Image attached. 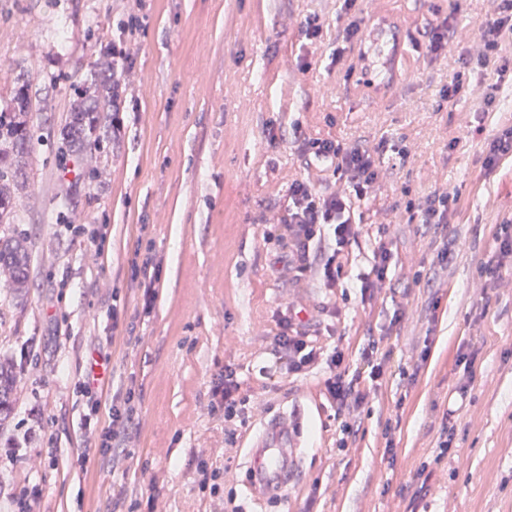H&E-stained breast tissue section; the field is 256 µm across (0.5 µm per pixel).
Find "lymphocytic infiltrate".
<instances>
[{
	"mask_svg": "<svg viewBox=\"0 0 512 512\" xmlns=\"http://www.w3.org/2000/svg\"><path fill=\"white\" fill-rule=\"evenodd\" d=\"M480 49L462 58L463 67L494 68L498 79L512 71V57L502 54L504 43H512V0H499L495 14L481 20ZM313 156L322 162L324 176L319 185L298 181L290 191L288 205L277 218L280 240L291 243L299 273L309 275L327 289L336 288L342 276L339 255L356 242L362 232L354 219V201L367 199L378 181L380 148L361 145L342 146L331 139L309 140ZM346 180L347 192L336 190L337 180ZM495 249L479 268L480 296L498 287V269L503 257L512 255V225H496L493 233ZM372 261L368 272L357 278L362 301H373L392 282L393 243L379 234L372 243ZM278 330L267 349L277 364L293 375L305 374L317 367L328 373L327 396L343 416V435L352 437L361 427L362 415L370 393L390 374L391 351L368 344L361 354L364 371L349 372L342 347L325 351L296 319L280 314ZM101 379L94 371H86L77 389L84 399V440L97 448L107 449L109 459L118 464L126 461V448L140 429L133 392H126L122 406L112 407L108 424L100 422ZM212 410H223L224 433H236L238 420L244 419L248 399L241 394V383L235 369L225 367L212 381Z\"/></svg>",
	"mask_w": 512,
	"mask_h": 512,
	"instance_id": "obj_1",
	"label": "lymphocytic infiltrate"
}]
</instances>
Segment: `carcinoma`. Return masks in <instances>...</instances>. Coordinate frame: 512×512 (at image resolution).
<instances>
[{"label":"carcinoma","mask_w":512,"mask_h":512,"mask_svg":"<svg viewBox=\"0 0 512 512\" xmlns=\"http://www.w3.org/2000/svg\"><path fill=\"white\" fill-rule=\"evenodd\" d=\"M87 100L75 105L62 128L59 137L62 160L79 162V154L85 145L112 138V98L118 95V85L111 78H94L88 83ZM29 101L24 92L13 99L12 110L0 115V154H12L27 148L31 143L28 128ZM10 184L4 181L0 171V223L10 214ZM30 239L25 235L0 237V277L8 288L19 293L30 285ZM16 387L14 366L0 360V422L10 409V400Z\"/></svg>","instance_id":"carcinoma-1"}]
</instances>
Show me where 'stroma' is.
<instances>
[{
  "label": "stroma",
  "mask_w": 512,
  "mask_h": 512,
  "mask_svg": "<svg viewBox=\"0 0 512 512\" xmlns=\"http://www.w3.org/2000/svg\"><path fill=\"white\" fill-rule=\"evenodd\" d=\"M458 4L358 0L361 21L392 18L409 44L380 92L355 79L367 61L359 43L338 37L348 22L341 0H0V111L26 92L34 132L16 158L26 180L0 224V234L32 237L30 287L0 286V358L17 376L0 426V512L32 486L35 512H220L230 492L242 512H512V259L488 300L475 293L494 225L512 221V157L483 165L487 143L512 125V83L500 84L489 112L466 93L443 99L461 49L476 48L479 22L496 9L495 0ZM130 12L141 26L130 38L124 130L85 155L95 180L69 188L57 132ZM449 14L454 40L428 54L421 31ZM313 15L323 31L310 41L302 25ZM312 138L387 148L373 193L355 205L362 233L332 291L289 270L288 242L264 238L291 185L319 182L304 152ZM444 191L459 196L448 228L409 223V205ZM99 226L107 239L92 258L86 232ZM381 229L396 245L401 285L365 303L356 277ZM447 248L451 259L438 262ZM136 256L163 260L148 311L132 280ZM400 309V330L389 334ZM286 310L320 345L341 343L350 369L369 342L393 351L392 375L349 447L336 445L341 420L324 371L278 384L263 374L274 362L265 341ZM470 338L480 353L461 396L458 347ZM104 341L102 415L115 391L131 387L140 399V431L117 469L86 448L75 390ZM228 364L256 404L232 443L211 410V381ZM295 402L302 469L285 501H256L245 487L248 443L267 415ZM34 407L38 439L27 436ZM448 408L455 452L439 461ZM11 443L22 452L14 462ZM201 460L226 472L217 491L199 486Z\"/></svg>",
  "instance_id": "obj_1"
}]
</instances>
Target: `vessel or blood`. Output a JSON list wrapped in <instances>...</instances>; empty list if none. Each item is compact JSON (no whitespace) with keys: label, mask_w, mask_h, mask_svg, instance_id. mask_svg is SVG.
Here are the masks:
<instances>
[{"label":"vessel or blood","mask_w":512,"mask_h":512,"mask_svg":"<svg viewBox=\"0 0 512 512\" xmlns=\"http://www.w3.org/2000/svg\"><path fill=\"white\" fill-rule=\"evenodd\" d=\"M362 39L384 55L380 69L363 70L362 82L372 86L387 83L404 50L403 31L393 22L381 20L371 23L363 31ZM299 424L298 413L276 412L264 422L253 441L246 484L250 490L261 492L265 499H283L288 495L289 482L300 463Z\"/></svg>","instance_id":"1"}]
</instances>
